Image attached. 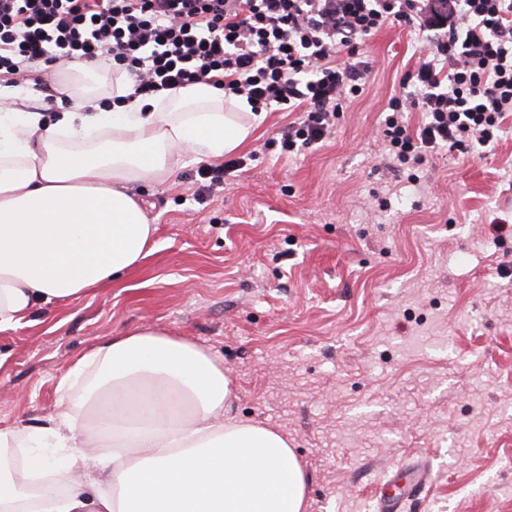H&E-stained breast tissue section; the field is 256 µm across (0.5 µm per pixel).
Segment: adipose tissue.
Here are the masks:
<instances>
[{
    "label": "adipose tissue",
    "mask_w": 512,
    "mask_h": 512,
    "mask_svg": "<svg viewBox=\"0 0 512 512\" xmlns=\"http://www.w3.org/2000/svg\"><path fill=\"white\" fill-rule=\"evenodd\" d=\"M58 91L68 105L49 123L23 111L24 89L0 88L12 102L0 111V331L153 254L155 228L128 185L185 152L224 156L262 120L245 97L205 84L112 111L95 91ZM57 390L46 424L0 428L1 448L27 449L20 472L0 457V512H303L307 481L287 439L225 418L230 378L196 344L127 332L73 362ZM42 474L54 484H34Z\"/></svg>",
    "instance_id": "obj_1"
}]
</instances>
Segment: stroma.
Here are the masks:
<instances>
[{"label": "stroma", "instance_id": "35a3bbf8", "mask_svg": "<svg viewBox=\"0 0 512 512\" xmlns=\"http://www.w3.org/2000/svg\"><path fill=\"white\" fill-rule=\"evenodd\" d=\"M416 33L385 27L364 52L365 94L325 143L260 151L203 197L181 156L128 185L158 250L112 286L35 310L0 332V426L53 414L78 357L130 330L193 342L223 362L225 416L285 436L307 476L306 512H376L381 486L429 464L430 512H512V116L483 154L390 167L383 106Z\"/></svg>", "mask_w": 512, "mask_h": 512}]
</instances>
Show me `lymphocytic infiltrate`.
I'll return each mask as SVG.
<instances>
[{"label": "lymphocytic infiltrate", "mask_w": 512, "mask_h": 512, "mask_svg": "<svg viewBox=\"0 0 512 512\" xmlns=\"http://www.w3.org/2000/svg\"><path fill=\"white\" fill-rule=\"evenodd\" d=\"M391 25L423 34L424 54L385 105L390 158L412 169L496 142L512 116V0H0V85L108 58L137 96L207 84L297 113L280 139L297 154L363 95L362 46Z\"/></svg>", "instance_id": "obj_1"}]
</instances>
